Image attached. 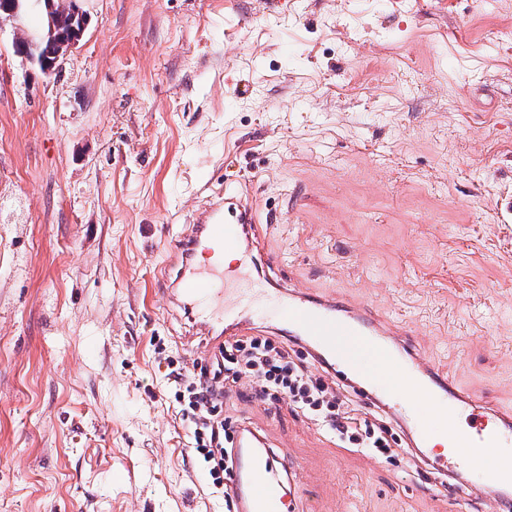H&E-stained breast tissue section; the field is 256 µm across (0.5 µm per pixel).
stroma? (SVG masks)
<instances>
[{
    "label": "stroma",
    "instance_id": "obj_1",
    "mask_svg": "<svg viewBox=\"0 0 512 512\" xmlns=\"http://www.w3.org/2000/svg\"><path fill=\"white\" fill-rule=\"evenodd\" d=\"M57 75L0 27V512H224L160 352L209 360L177 247L230 186L256 275L363 302L512 408V0H79ZM296 512H502L232 398ZM75 21H77V25L72 26L70 15H67L60 21V25L58 26L56 33L60 32L63 35H67L71 29V35L68 41H64L63 44H58L59 48L55 54L56 60L53 64L54 67H56L61 60L65 59L67 55L73 52L81 41L89 24L88 16L86 13H83V11H80L79 15L73 18L72 22Z\"/></svg>",
    "mask_w": 512,
    "mask_h": 512
}]
</instances>
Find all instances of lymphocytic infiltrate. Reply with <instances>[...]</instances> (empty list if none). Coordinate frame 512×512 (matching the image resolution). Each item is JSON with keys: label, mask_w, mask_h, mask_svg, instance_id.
<instances>
[{"label": "lymphocytic infiltrate", "mask_w": 512, "mask_h": 512, "mask_svg": "<svg viewBox=\"0 0 512 512\" xmlns=\"http://www.w3.org/2000/svg\"><path fill=\"white\" fill-rule=\"evenodd\" d=\"M298 343V337L272 332L229 336L207 363L167 365L177 414L190 432V451L212 486H228L234 477L240 422L223 410L225 399L244 386L268 405L292 404L343 446L363 449L381 461L395 457L398 435L386 412L376 409L371 418H358L352 407L356 388L313 372Z\"/></svg>", "instance_id": "obj_1"}]
</instances>
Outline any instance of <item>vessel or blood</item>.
Instances as JSON below:
<instances>
[{"label":"vessel or blood","instance_id":"vessel-or-blood-1","mask_svg":"<svg viewBox=\"0 0 512 512\" xmlns=\"http://www.w3.org/2000/svg\"><path fill=\"white\" fill-rule=\"evenodd\" d=\"M200 232L182 240L184 256L206 248L217 261L210 274L181 273L178 295L195 306L197 329L213 334L216 327L203 309L219 299L214 274L223 272L222 257L241 252L244 239L258 235L255 210L243 204L236 190L225 189L200 215ZM274 328L307 337L325 361L344 367L352 375L385 394L389 412L409 423L417 448L430 447L436 435L450 439L455 459H466L485 472L495 486L512 487V456L501 454L512 431V411L491 408L460 389L448 376L431 371L410 340H386V323L364 303L274 286ZM470 411L474 423L462 430L456 422ZM235 476L229 486L234 512H282L285 484L298 479L297 468L284 452L269 447L265 435L242 425L236 438Z\"/></svg>","mask_w":512,"mask_h":512}]
</instances>
